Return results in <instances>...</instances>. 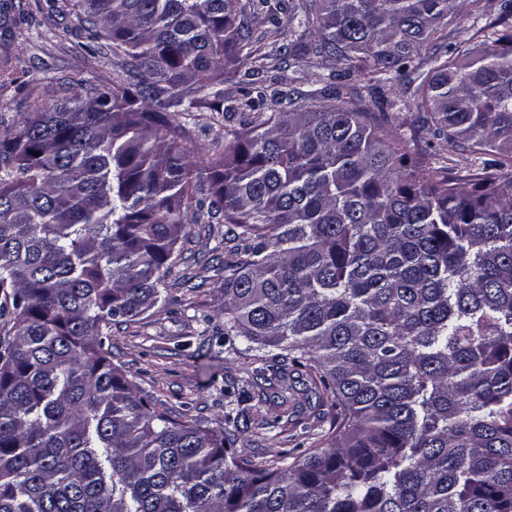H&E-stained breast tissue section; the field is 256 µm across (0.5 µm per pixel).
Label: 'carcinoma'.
I'll return each instance as SVG.
<instances>
[{"label":"carcinoma","instance_id":"obj_1","mask_svg":"<svg viewBox=\"0 0 512 512\" xmlns=\"http://www.w3.org/2000/svg\"><path fill=\"white\" fill-rule=\"evenodd\" d=\"M107 86L37 100L0 139V512H512V3L498 47L422 75L457 176L334 76L298 105L225 66L334 59L379 85L442 37L453 0H299L254 48L267 0H68ZM241 112L224 150L171 127ZM207 175L208 184L199 181ZM227 226L224 336L320 385L326 446L264 467L229 430L176 422L112 365V323L155 308L184 214Z\"/></svg>","mask_w":512,"mask_h":512}]
</instances>
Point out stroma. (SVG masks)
Returning <instances> with one entry per match:
<instances>
[{"label":"stroma","mask_w":512,"mask_h":512,"mask_svg":"<svg viewBox=\"0 0 512 512\" xmlns=\"http://www.w3.org/2000/svg\"><path fill=\"white\" fill-rule=\"evenodd\" d=\"M25 11L9 32L0 34V134L13 130L27 109L28 94L53 102L61 94V79L78 81L98 76L103 81L125 68L121 55L91 57L79 48L72 33L74 18L51 15L48 0H20ZM447 39L437 41L430 54L420 55L421 70L433 57H447L455 47L493 42L499 35L498 11L487 0H455ZM342 76V65L316 58L304 59L286 71H261L256 86L304 93L311 90L314 73ZM380 95L393 114L404 119L398 135L417 134L434 162L449 161L459 174L481 168L483 155L449 150L445 137L433 135L416 109L415 85L402 79L381 86ZM170 120L185 125L202 160H209L215 141L223 140L224 124L210 112H200L186 124L182 113ZM188 237L177 244V259L166 279L162 301L135 321L113 325L105 347L139 388L152 396L159 411L176 421L193 420L201 426L224 428L229 411H245L251 419L276 420L273 428L250 427L240 434L239 447L257 460L277 463L281 454L300 457L322 445L336 428L330 405L296 410L301 388L277 385L258 400L255 385L266 363L254 354L243 355L224 341V265L240 255L224 246V225L193 224Z\"/></svg>","instance_id":"stroma-1"}]
</instances>
